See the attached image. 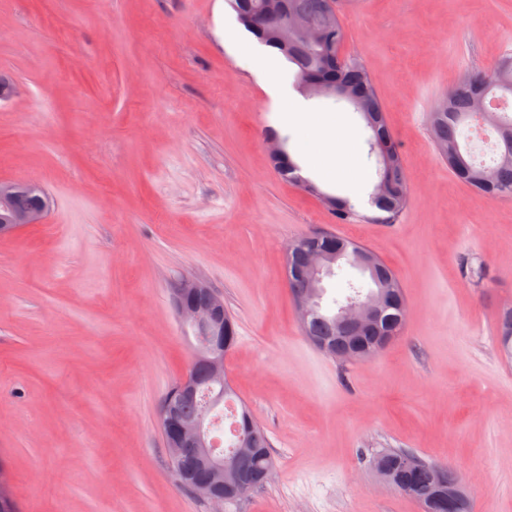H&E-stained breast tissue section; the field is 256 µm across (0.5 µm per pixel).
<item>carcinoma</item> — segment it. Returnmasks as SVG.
<instances>
[{
    "mask_svg": "<svg viewBox=\"0 0 512 512\" xmlns=\"http://www.w3.org/2000/svg\"><path fill=\"white\" fill-rule=\"evenodd\" d=\"M225 4L260 44L276 49L294 67L297 87L304 97L315 98L319 89L331 87L336 89V100L349 104L359 114L369 130L367 158L375 162V180L368 193V204L374 208L382 204L384 208L378 214L357 211L350 198L328 194L303 177L288 154L273 161L278 173L287 180L294 179V183L321 201H329L327 208L339 222L397 223L409 203L404 162L364 61L356 54L342 52L345 33L338 20L336 0H287L286 25L276 21L254 22L257 15L270 8L267 0H225ZM493 99L512 105L511 52L502 55L490 72L475 70L448 89L429 112L428 120L436 149L458 180L489 200H512V111L491 107ZM476 118L494 127L498 134L499 153L492 163L482 166L474 164L470 148V128ZM42 201H49L48 194L22 190L15 196L13 205L17 210H29ZM307 239L325 251L336 252L334 269L347 265L368 275L370 284L367 286L347 282L345 296L361 294L386 299L379 320L354 338L361 358H368L367 352L383 337L400 334L404 325L406 302L397 276L373 252L350 240L327 233L311 234ZM291 267L289 289L307 288L304 252L293 255ZM342 302L343 299L335 298L332 305L320 306L309 320L303 334L313 345L340 347L346 343L347 332L336 319V310ZM197 375L198 396L185 398L179 405V415L185 420L199 416L203 395L210 388L205 369L198 368ZM227 418L232 424V438L226 447L236 444L239 432L256 434L258 449L241 458L238 465L251 474L262 476L269 470L266 457L269 440L265 430L244 406L236 415L219 414L218 424H224ZM369 463L388 472L394 481L417 487L430 486L438 477V464L401 449H381L370 457Z\"/></svg>",
    "mask_w": 512,
    "mask_h": 512,
    "instance_id": "1",
    "label": "carcinoma"
}]
</instances>
